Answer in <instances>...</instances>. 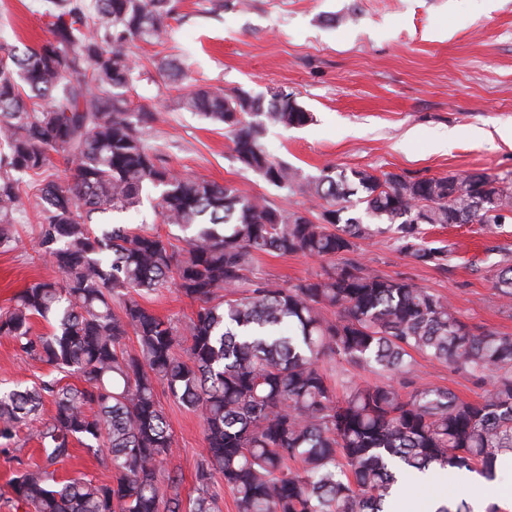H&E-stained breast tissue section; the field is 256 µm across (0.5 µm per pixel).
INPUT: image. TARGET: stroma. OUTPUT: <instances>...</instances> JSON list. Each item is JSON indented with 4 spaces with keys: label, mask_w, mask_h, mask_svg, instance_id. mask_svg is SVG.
Wrapping results in <instances>:
<instances>
[{
    "label": "stroma",
    "mask_w": 512,
    "mask_h": 512,
    "mask_svg": "<svg viewBox=\"0 0 512 512\" xmlns=\"http://www.w3.org/2000/svg\"><path fill=\"white\" fill-rule=\"evenodd\" d=\"M46 0H0V41L34 47L48 36ZM133 105L160 118L146 136L176 172L230 183L291 210L318 202L295 188L285 194L234 160L225 130L181 110L179 96L197 86L253 94L278 88L313 115L299 128L271 126L263 143L273 160L316 176L323 169L397 173L415 178L481 173L512 183V0H179L166 40L134 42ZM176 60L189 75L170 83L162 63ZM455 131L448 150L435 136ZM36 213L26 209L16 240L0 247V312L27 285L53 276L38 247ZM425 238L448 250L444 266L398 250L391 231L359 241L352 257L387 278H407L449 300L464 321L512 335V310L503 307L494 275L512 257V222L499 226H429ZM260 272L281 285L315 275L326 260L302 255H261ZM427 383L479 399L490 381L474 382L448 365L417 357ZM52 368L23 356L0 337V388L53 378ZM175 444L166 465L179 475L184 501L197 494L195 475L205 453L199 413L160 393ZM54 414L51 402L0 447V512H28L12 483L38 463L37 433ZM60 478L112 481L103 455L75 446L59 464Z\"/></svg>",
    "instance_id": "35a3bbf8"
}]
</instances>
